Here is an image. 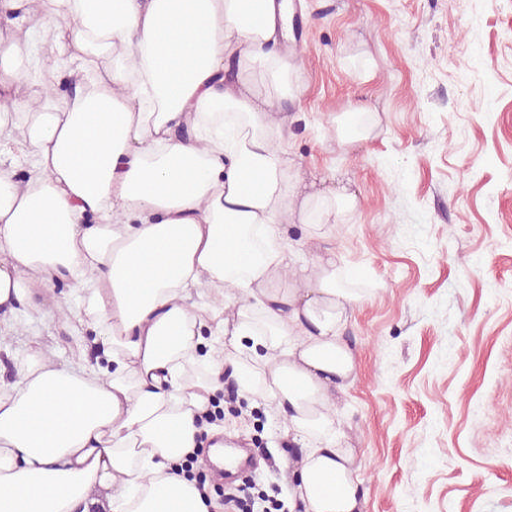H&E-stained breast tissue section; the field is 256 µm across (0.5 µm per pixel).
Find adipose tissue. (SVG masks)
<instances>
[{"label":"adipose tissue","mask_w":512,"mask_h":512,"mask_svg":"<svg viewBox=\"0 0 512 512\" xmlns=\"http://www.w3.org/2000/svg\"><path fill=\"white\" fill-rule=\"evenodd\" d=\"M26 2L0 74L62 65L76 92L36 107L0 95V310L68 282L102 356L34 354L0 388V512H96L103 497L110 512H214L178 465L220 433L198 416L227 368L287 409L306 450L290 512H360L334 392L356 372L341 331L361 296L335 256L295 268L283 242L301 183L274 115L301 92L269 45L288 0ZM45 40L56 56H38ZM201 287L235 308L233 329L189 304Z\"/></svg>","instance_id":"adipose-tissue-1"}]
</instances>
